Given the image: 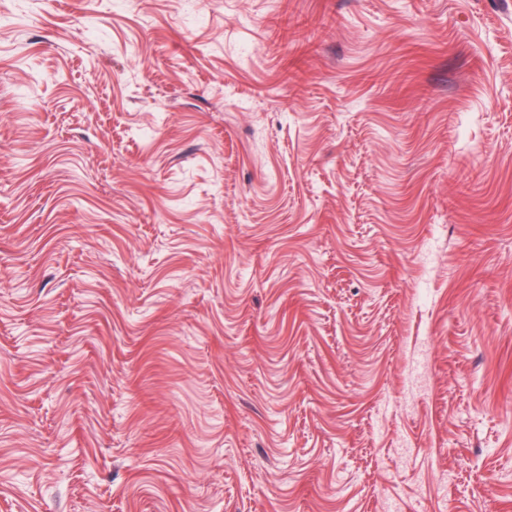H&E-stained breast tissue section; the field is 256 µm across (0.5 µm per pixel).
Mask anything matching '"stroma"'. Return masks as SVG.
<instances>
[{
  "label": "stroma",
  "instance_id": "obj_1",
  "mask_svg": "<svg viewBox=\"0 0 512 512\" xmlns=\"http://www.w3.org/2000/svg\"><path fill=\"white\" fill-rule=\"evenodd\" d=\"M0 512H512V0H0Z\"/></svg>",
  "mask_w": 512,
  "mask_h": 512
}]
</instances>
